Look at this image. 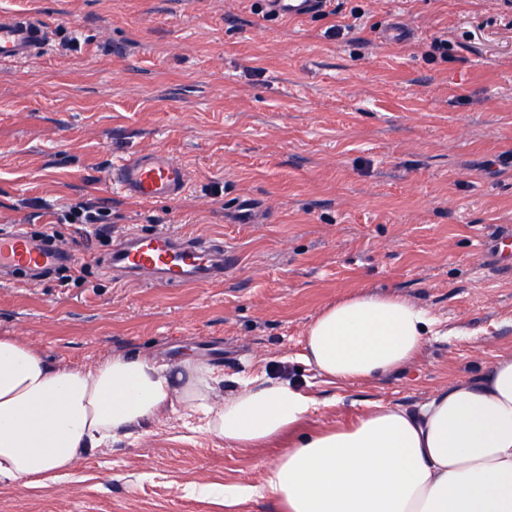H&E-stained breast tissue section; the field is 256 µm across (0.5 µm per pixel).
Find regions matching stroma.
Returning a JSON list of instances; mask_svg holds the SVG:
<instances>
[{"label": "stroma", "instance_id": "1", "mask_svg": "<svg viewBox=\"0 0 512 512\" xmlns=\"http://www.w3.org/2000/svg\"><path fill=\"white\" fill-rule=\"evenodd\" d=\"M263 0H0L52 30L53 48L0 65V231L52 225L73 265L0 278V336L72 367L118 351L208 361L233 389L277 365L321 403L315 432L369 403L406 409L512 354V10L500 0H345L290 20ZM334 24L345 34L327 37ZM447 56L430 53L434 37ZM163 150L187 168L177 200L141 203L112 180L122 157ZM92 200L111 243L136 231L219 237L223 280H123L65 223ZM398 295L436 333L416 359L332 382L297 355L343 296ZM284 447L227 446L177 420L89 455L46 487L0 488V512H224L193 484H252Z\"/></svg>", "mask_w": 512, "mask_h": 512}]
</instances>
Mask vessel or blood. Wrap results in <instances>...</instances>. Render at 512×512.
Listing matches in <instances>:
<instances>
[{
  "mask_svg": "<svg viewBox=\"0 0 512 512\" xmlns=\"http://www.w3.org/2000/svg\"><path fill=\"white\" fill-rule=\"evenodd\" d=\"M322 0H271L270 8L283 18L313 16ZM51 32L46 23L28 13L0 19V64L23 61L44 53ZM113 179L129 196L144 201L175 200L187 189L185 166L162 151L140 153L112 170ZM60 259L57 249L43 246L26 231L0 235V273L34 280L36 274ZM105 264L126 277H150L170 288L222 279L224 242L220 239L175 237L163 231L133 233L114 245Z\"/></svg>",
  "mask_w": 512,
  "mask_h": 512,
  "instance_id": "obj_1",
  "label": "vessel or blood"
}]
</instances>
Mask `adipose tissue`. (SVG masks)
Here are the masks:
<instances>
[{"mask_svg": "<svg viewBox=\"0 0 512 512\" xmlns=\"http://www.w3.org/2000/svg\"><path fill=\"white\" fill-rule=\"evenodd\" d=\"M433 324L400 296H346L308 324L299 359L323 377L368 381L411 363ZM223 381L192 356L169 365L110 352L71 367L0 336V487L69 477L92 452L170 411L234 448L294 434L256 483L194 485L228 510L269 497L283 512H512V355L414 409L376 402L351 426L311 434L304 424L320 403L297 381L247 376L227 395Z\"/></svg>", "mask_w": 512, "mask_h": 512, "instance_id": "obj_1", "label": "adipose tissue"}]
</instances>
